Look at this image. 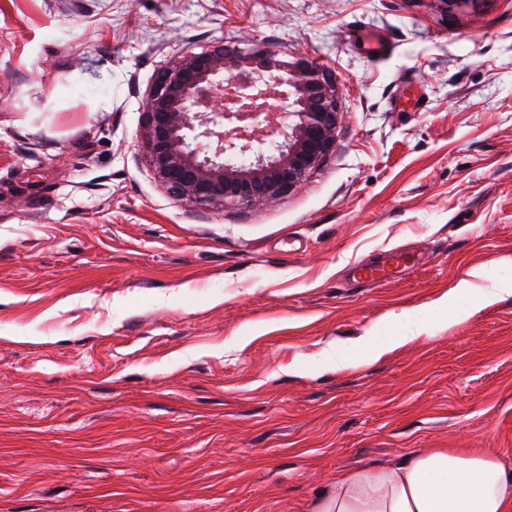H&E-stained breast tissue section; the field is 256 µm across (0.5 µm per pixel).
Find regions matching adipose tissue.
<instances>
[{
    "mask_svg": "<svg viewBox=\"0 0 512 512\" xmlns=\"http://www.w3.org/2000/svg\"><path fill=\"white\" fill-rule=\"evenodd\" d=\"M314 512H512V469L495 454L434 448L397 467L336 474Z\"/></svg>",
    "mask_w": 512,
    "mask_h": 512,
    "instance_id": "adipose-tissue-1",
    "label": "adipose tissue"
}]
</instances>
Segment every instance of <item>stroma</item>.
Listing matches in <instances>:
<instances>
[{"mask_svg":"<svg viewBox=\"0 0 512 512\" xmlns=\"http://www.w3.org/2000/svg\"><path fill=\"white\" fill-rule=\"evenodd\" d=\"M255 41L333 72L336 148L273 202L188 205L142 102ZM433 448L512 467V0H0V512H314ZM407 261V259L397 253L391 254L386 260L378 264L363 265L359 264L353 267L356 279L368 283H382L391 281L397 269Z\"/></svg>","mask_w":512,"mask_h":512,"instance_id":"stroma-1","label":"stroma"}]
</instances>
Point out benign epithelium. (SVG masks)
I'll return each mask as SVG.
<instances>
[{"label":"benign epithelium","instance_id":"1","mask_svg":"<svg viewBox=\"0 0 512 512\" xmlns=\"http://www.w3.org/2000/svg\"><path fill=\"white\" fill-rule=\"evenodd\" d=\"M140 140L169 193L194 206H252L298 187L336 147V82L322 65L264 43L187 49L143 104ZM288 130L271 149L264 141Z\"/></svg>","mask_w":512,"mask_h":512}]
</instances>
